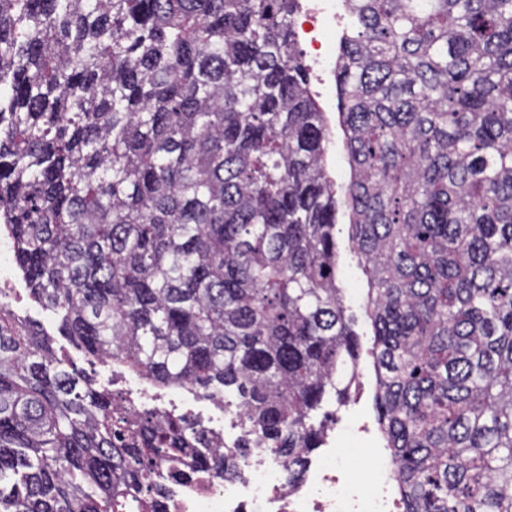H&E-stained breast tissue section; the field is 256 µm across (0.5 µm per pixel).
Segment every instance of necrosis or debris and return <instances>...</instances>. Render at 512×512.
Returning <instances> with one entry per match:
<instances>
[{"label": "necrosis or debris", "instance_id": "1", "mask_svg": "<svg viewBox=\"0 0 512 512\" xmlns=\"http://www.w3.org/2000/svg\"><path fill=\"white\" fill-rule=\"evenodd\" d=\"M304 25L298 39L319 75L336 69L332 41L341 18L337 0H304ZM366 426L350 441H326L322 451L308 458L296 481L288 479L282 456L257 450L232 480L204 476L169 487L167 512H398L392 492V469L376 459L363 483L349 479L347 462L356 448L374 447Z\"/></svg>", "mask_w": 512, "mask_h": 512}]
</instances>
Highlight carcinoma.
Masks as SVG:
<instances>
[{
  "instance_id": "carcinoma-1",
  "label": "carcinoma",
  "mask_w": 512,
  "mask_h": 512,
  "mask_svg": "<svg viewBox=\"0 0 512 512\" xmlns=\"http://www.w3.org/2000/svg\"><path fill=\"white\" fill-rule=\"evenodd\" d=\"M351 177L298 0H0V225L91 356L244 409L234 448L132 412L0 308V512H159L251 439L291 476L346 397L348 212L403 512H512V0H346ZM336 98L334 101L335 112H326L330 127L331 143L326 155V167L329 176L335 182L337 195H341L349 180V166L347 155L343 147V134L338 124L336 110Z\"/></svg>"
}]
</instances>
